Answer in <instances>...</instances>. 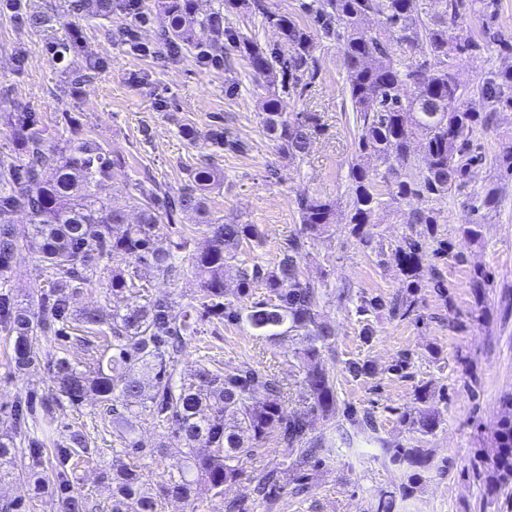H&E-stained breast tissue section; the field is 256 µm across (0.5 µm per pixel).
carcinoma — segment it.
<instances>
[{"label": "carcinoma", "instance_id": "1", "mask_svg": "<svg viewBox=\"0 0 512 512\" xmlns=\"http://www.w3.org/2000/svg\"><path fill=\"white\" fill-rule=\"evenodd\" d=\"M421 0H309L301 4L305 19L275 11L267 0H222V9L201 15L196 0H154L161 16L156 31V47L173 54L193 49L200 56L224 61V50L246 53L256 87L260 88L261 118L267 136L284 158L295 160L309 150L312 130L319 117L313 112L285 110L278 89L313 80L317 74L314 40L336 41L346 65V83L356 123L361 127L360 151H368L386 166L382 174L389 186L388 200L379 189L376 175L358 164L350 166L347 194L352 234L369 245L367 231L372 211L389 201L414 200L417 207L407 214V223H438L435 204L448 193L466 184L477 161L476 132L489 125L501 108L512 110V67L490 72L481 83L461 81L451 60L478 58L492 44L512 52V43L499 37L493 22L498 0H435L441 11L422 16ZM0 7L18 15L33 29H41L48 18L26 10L23 0H0ZM144 18L133 0H64V14L77 20L112 16L113 10ZM243 11L276 29L288 49L287 64L275 69L268 53L256 42L224 29V10ZM476 14L481 34L473 36L448 26L461 18V10ZM381 15L385 30L372 32L364 22ZM406 49H420L427 59L405 65L400 59ZM411 93L405 94V87ZM19 146V155L0 156V278L11 269L20 239L31 234L41 240V258L52 275H62L81 288L101 280L110 270L108 287L119 298L134 288H143L148 276L165 279L185 273L199 281L196 303L182 319L171 315L172 302L165 295L145 298L135 307L100 309L73 306V294L37 291L27 302H18L8 290H0V326L12 341L11 363L25 372L39 360L42 341L57 336L72 323L82 334L103 336L92 347L91 362L81 369L67 358L56 359L55 394L71 404L83 403L87 395H97L112 413V433L125 445L128 455L142 452L134 433L141 416H151L153 424L168 430L185 445L182 461L160 475L156 493L143 490L142 474L131 464H112L107 480L112 485L111 512H157L158 500L172 499L187 506L195 502L196 486L206 484L215 496L224 495V486L243 476L244 461L252 457L269 434L277 433L284 445L283 467L263 471L252 478L250 495L273 503L284 487L306 488V471L322 462L331 449L310 437L313 418L329 419L336 413L335 377L322 352L331 349L332 326L320 313L322 292L303 279L301 255L308 242L320 237L333 223L335 202L318 196L298 201L300 229L290 236L276 265L241 261L234 300L224 286L226 265L238 255L260 246L256 224L226 221L213 213L209 194L220 174L208 161L189 169L187 181L177 192L149 180L135 183L126 205H117L98 196L94 187L109 178L113 167L122 164L100 142L87 137L70 140L60 147L48 142L45 129L27 112L7 118ZM424 137L421 164L411 156L414 135ZM217 149L242 152L245 143L224 137V130L207 134ZM399 162L396 168L393 162ZM500 170L512 176V138L500 143L497 156ZM138 212V220H127V209ZM194 211L207 226V240L190 257L189 266L176 264L170 249L158 246L162 226L174 223L178 212ZM28 216L27 229L15 225L14 216ZM448 254V241L436 244L405 236L395 248L401 272L409 279L417 276L423 262ZM116 263L109 269L102 260ZM265 289L264 298L253 301L252 289ZM389 308L401 317L413 312V301L385 304L376 296L364 302L360 312ZM236 325L254 336L277 339L300 337V358L307 362L304 381L309 401L303 410L288 411L284 384L265 369L243 365L231 372L220 367L201 366L194 380L176 379V363L193 336L196 323L203 320ZM152 393L145 394V381ZM261 385L264 399L252 392ZM423 387L417 400L423 404L404 416L410 429L422 436L434 432L439 410L429 403ZM505 411L494 434L493 447L484 450L491 487L512 486V395L504 400ZM32 462L23 465L33 483L34 496L53 486L61 512H90L87 498L75 493L65 479V471L55 479L43 476L38 468L44 454L51 452L59 466L75 455L90 451L85 434L70 432L64 445L48 449L44 440H27ZM389 465L405 479L396 492H383L375 512H399L397 501L412 499L422 473L448 470V463L436 462L423 448H405L382 443ZM19 448L13 434H0V478L11 474Z\"/></svg>", "mask_w": 512, "mask_h": 512}]
</instances>
